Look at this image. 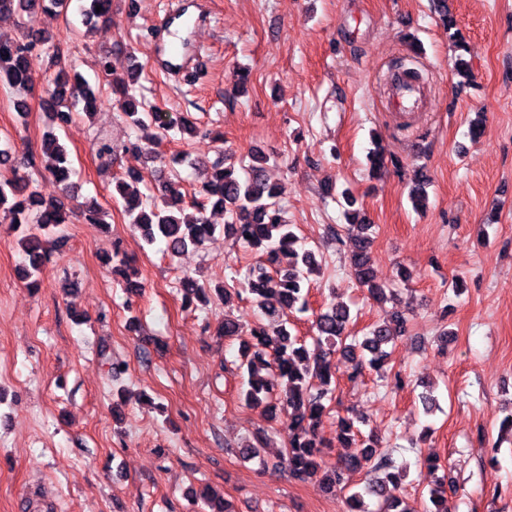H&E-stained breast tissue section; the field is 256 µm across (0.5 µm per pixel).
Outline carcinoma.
<instances>
[{
    "instance_id": "obj_1",
    "label": "carcinoma",
    "mask_w": 512,
    "mask_h": 512,
    "mask_svg": "<svg viewBox=\"0 0 512 512\" xmlns=\"http://www.w3.org/2000/svg\"><path fill=\"white\" fill-rule=\"evenodd\" d=\"M44 11L45 0H0V17L16 15L22 19L21 34L0 33V83L15 94L33 91L34 80L28 69L32 51L44 49L54 57L61 53V35L35 27L36 17ZM81 13L83 26L94 27L109 19L112 0H84ZM98 67L104 82L93 87L79 73L59 70L54 74L55 90L43 108L51 131L43 137L39 149L30 152L31 167L39 176L54 179L60 185L61 196L44 198L30 176L13 168L9 148L0 149V164L9 171L0 175V224L21 234L27 261L22 279L29 281L31 288L38 287V276L48 261L46 233L72 223L80 215L90 223L107 224V212L94 206L79 210L70 203L76 170L54 130L63 129L72 120L73 98H78L82 111L91 116L109 88L132 124L145 126L158 121L156 113L138 110L136 91L143 66H133L119 79L111 77L108 57H101ZM252 158L253 164L242 174L225 159L212 162L198 196L190 201L174 183L163 186L159 196L151 197L141 191L142 178L134 174L113 178L112 199L121 204L123 214L141 231L146 244L162 241L173 256L202 248L214 235L215 225L206 217L208 203L224 209L229 217L224 234L259 253V257L241 281L234 279L211 290L185 276L179 288L187 306L195 300L207 303L211 292L226 302L246 294L262 311L264 319L249 329L227 319L221 332L228 340L244 334L249 337L240 362L246 375L242 388L245 403L269 421L279 415L288 421V447L279 462L286 465L294 480H316L325 491L345 489L349 474L366 471L371 479L345 498L347 512H414L394 494L404 477L396 470L393 455L397 449L384 448L369 435L358 454L343 457L329 469L324 464L325 441L319 434L323 418L331 411L337 362L343 359L351 363L352 381L368 367L382 370L390 356L387 346L406 332L407 319L396 312L390 321L372 325L365 336L358 338L349 331L350 308L343 303L332 304L312 313L317 353L310 355L306 341L288 329V312L310 311L309 276L319 266L317 254L301 247L293 225L282 219L278 192L265 176L266 154L257 152ZM350 227L359 232L349 257L351 273L372 299L384 302L388 298L386 288L376 282L371 264L372 225L352 223ZM284 253L292 257L286 267L279 265V255ZM336 431L338 440L353 441L357 436L354 419L338 418ZM368 496L378 499L377 508H369ZM191 500L201 512H232L231 504L208 486L192 493ZM429 502L427 512H452L453 503L442 486L429 491Z\"/></svg>"
}]
</instances>
